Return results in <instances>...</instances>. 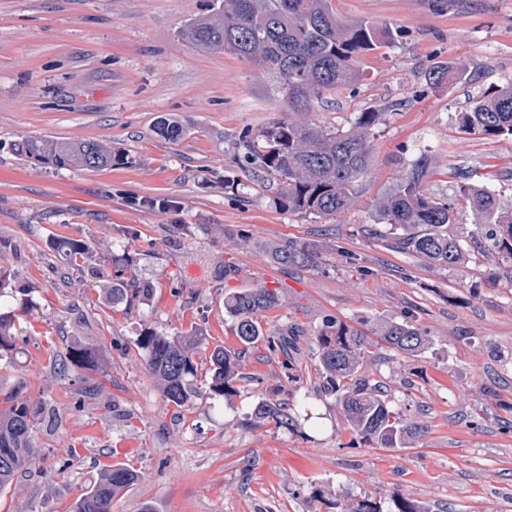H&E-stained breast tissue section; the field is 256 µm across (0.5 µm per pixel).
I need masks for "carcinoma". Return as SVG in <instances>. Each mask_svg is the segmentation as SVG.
Here are the masks:
<instances>
[{
	"instance_id": "1",
	"label": "carcinoma",
	"mask_w": 512,
	"mask_h": 512,
	"mask_svg": "<svg viewBox=\"0 0 512 512\" xmlns=\"http://www.w3.org/2000/svg\"><path fill=\"white\" fill-rule=\"evenodd\" d=\"M180 35L207 52L231 53L255 61L269 74L288 100V110L264 128L224 137L237 175L224 176V184L254 190L273 204L318 218L337 217L350 206L355 183L369 169V131L380 120L378 112H363L347 129L328 130L308 118L310 103L326 94L355 89L361 80L360 58L390 43L393 32L367 21H348L337 16L330 0H214L212 15L185 24ZM463 70L434 66L425 71L427 84L442 85L462 78ZM460 127L485 136H512V85L493 91L460 113ZM157 134L168 141L183 139L187 124L163 118ZM13 151L25 160L77 169H101L124 163V155L97 140L59 141L23 139ZM432 171L431 158L418 157L412 168L383 195L377 205V221L398 232L397 247L415 254L426 265L450 269L470 251L464 236L448 235L455 223L453 203L427 193L424 180ZM466 200L485 228L478 251L512 264V210L503 208L487 189H465ZM56 253L76 265L92 252L91 243L72 237L53 242ZM325 248L317 242L282 240L265 249L268 260L283 267L315 269L324 260ZM134 263L127 254L112 260L111 269L95 270L96 277L112 279V302L126 303L150 294L148 285L125 277ZM281 305L279 291L264 283L225 298L224 309L234 318V334L244 349L265 338L259 315ZM380 342L398 352L420 355L433 342L408 319L378 318L371 329ZM207 338L196 330L180 336L142 333L137 347L143 353L146 372L156 381L167 402L187 405L205 393L224 396L240 378L243 349L215 345L209 355L208 375L198 372L195 357ZM319 378L325 391L336 396L346 421L363 441L379 448H413L422 427L403 419L390 400L363 378L373 340L342 321L328 322L316 334ZM16 355L15 319L0 312V362ZM66 358L73 364L93 367L95 349L78 343ZM0 490L7 488L19 471L34 459L32 426L42 413L39 402L18 400L9 393L0 401ZM249 420L293 431L297 420L292 404L276 398L258 402ZM138 474L115 464L71 505L70 512H112V499L133 484ZM393 512H429L424 504L410 502L396 493ZM342 512H381L379 503L367 497L353 498Z\"/></svg>"
}]
</instances>
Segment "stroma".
Masks as SVG:
<instances>
[{
  "instance_id": "stroma-1",
  "label": "stroma",
  "mask_w": 512,
  "mask_h": 512,
  "mask_svg": "<svg viewBox=\"0 0 512 512\" xmlns=\"http://www.w3.org/2000/svg\"><path fill=\"white\" fill-rule=\"evenodd\" d=\"M330 6L395 34L362 56L356 92L311 114L331 130L362 112L381 115L369 171L334 219L225 187V136L258 131L288 102L258 64L180 37L212 0H0V267L9 274L0 310L14 316L18 351L0 365V394L45 409L34 462L0 491V512H69L115 464L141 478L112 512H342L367 496L391 512L395 492L431 512H512V265L475 254L452 270L429 267L365 232L378 198L422 155L433 167L427 192L456 207L450 233L479 226L461 186H486L512 205V136L458 125L472 101L512 84V0ZM438 63L461 64L464 79L427 86L424 72ZM164 115L189 122L192 134L158 136ZM44 136L102 141L128 161L74 170L11 150ZM151 198L176 206L151 209ZM228 227L248 245L226 244ZM61 236L95 244L89 266L51 249ZM288 238L323 244L325 265H270L260 245ZM125 249L136 256L129 278L151 288L130 308L88 272ZM258 281L282 299L260 319L269 337L303 332L298 365L268 338L245 351L231 395L167 403L143 367L140 334L197 329L210 344L238 348L224 299ZM374 316L410 318L433 340L417 357L374 347L366 362L391 408L424 426L414 448L366 444L335 397L318 391L317 332L330 320L356 326ZM76 342L100 349L96 370L66 360ZM284 396L296 431L245 427L259 400Z\"/></svg>"
}]
</instances>
